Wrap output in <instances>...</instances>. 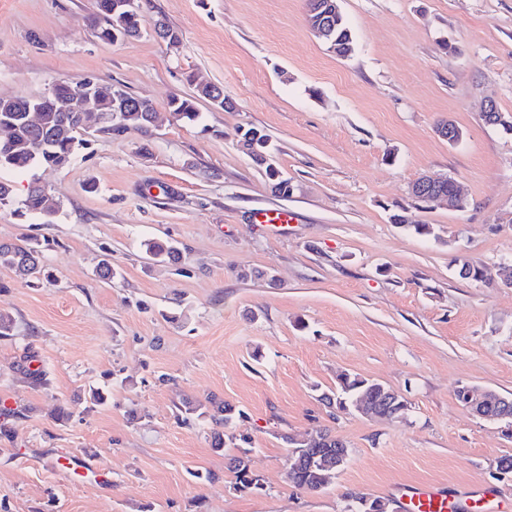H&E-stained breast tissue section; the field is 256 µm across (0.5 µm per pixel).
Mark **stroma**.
I'll list each match as a JSON object with an SVG mask.
<instances>
[{"instance_id":"obj_1","label":"stroma","mask_w":512,"mask_h":512,"mask_svg":"<svg viewBox=\"0 0 512 512\" xmlns=\"http://www.w3.org/2000/svg\"><path fill=\"white\" fill-rule=\"evenodd\" d=\"M340 9L345 57L314 36L305 0H151L141 36L114 44L89 22L93 0H0V97L93 78L160 114L145 133H87L66 167L0 172L16 198L37 183L59 207L51 224L0 209V241L44 240L52 273L33 288L0 267L15 325L0 338V512H347L421 486L457 512H512V476L496 475L512 435L455 397H512V288L498 279L512 260V131L482 116L488 99L512 116V0ZM160 18L178 46L155 36ZM200 83L234 109L170 115ZM442 120L459 142L437 134ZM247 126L268 135L289 198L240 149ZM422 175L462 183L466 206L414 199ZM266 208L292 214L287 233L257 224ZM155 239L178 243L181 263L151 261ZM105 257L118 278H99ZM462 258L484 280L459 277ZM27 347L44 386L21 370ZM342 372L399 392L408 414L327 407ZM96 388L107 404L90 402ZM214 397L236 410L221 451L209 419L174 417ZM315 429L350 455L313 492L289 482L286 459ZM245 445L259 493L235 490L227 468ZM69 451L96 456L111 484L58 465Z\"/></svg>"}]
</instances>
